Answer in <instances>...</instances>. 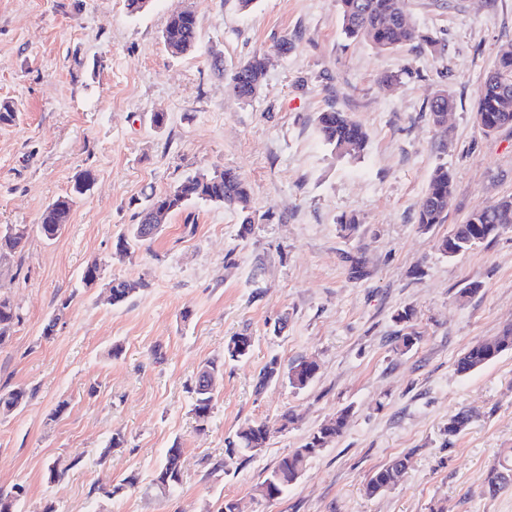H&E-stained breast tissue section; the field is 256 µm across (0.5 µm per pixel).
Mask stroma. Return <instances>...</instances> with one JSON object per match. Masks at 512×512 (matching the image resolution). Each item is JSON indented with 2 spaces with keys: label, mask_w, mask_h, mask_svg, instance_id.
I'll list each match as a JSON object with an SVG mask.
<instances>
[{
  "label": "stroma",
  "mask_w": 512,
  "mask_h": 512,
  "mask_svg": "<svg viewBox=\"0 0 512 512\" xmlns=\"http://www.w3.org/2000/svg\"><path fill=\"white\" fill-rule=\"evenodd\" d=\"M408 7L432 46L348 40L336 0H255L247 13L234 0H150L138 14L126 0H0V101L18 112L0 125V227H30L0 262V293L22 315L0 345V390L29 393L0 416V489L25 487L21 512H224L228 500L241 512H512V488L483 491L487 465L512 450V351L467 376L455 369L512 325V228L454 258L437 248L473 211L512 195V126L487 134L474 119L478 89L512 43V0ZM184 9L198 43L175 57L162 29ZM255 53L271 62L244 102L228 71ZM442 89L455 101L445 133L426 111ZM332 108L367 129L361 157L319 138L314 119ZM156 112L168 117L159 129ZM440 165L453 176L448 217L424 230L416 212ZM228 168L250 188L247 237L238 211L197 204L116 251L151 193ZM86 170L91 190L46 239L42 210ZM351 215L359 229L345 238L338 226ZM353 256L367 276L351 277ZM95 260L138 292L113 306L85 287ZM473 282L479 292L457 303ZM405 307L420 338L400 353L394 316ZM237 333L253 338L239 361L224 356ZM212 358L224 368L201 429L191 389ZM302 358L320 369L299 391L285 374ZM272 363L279 379L256 391ZM347 406L345 433L278 499L257 497L276 462ZM460 412L466 428L448 435ZM254 421L274 428L265 447L229 456ZM115 435L124 443L112 449ZM175 443L182 481L163 494L152 479ZM403 453L402 481L367 496L373 471ZM54 460L68 470L52 481Z\"/></svg>",
  "instance_id": "obj_1"
}]
</instances>
